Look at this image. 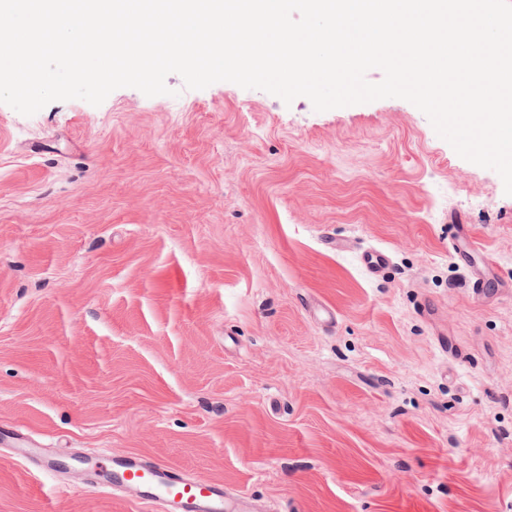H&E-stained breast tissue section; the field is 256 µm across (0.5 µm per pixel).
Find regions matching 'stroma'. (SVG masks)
I'll list each match as a JSON object with an SVG mask.
<instances>
[{
    "label": "stroma",
    "mask_w": 512,
    "mask_h": 512,
    "mask_svg": "<svg viewBox=\"0 0 512 512\" xmlns=\"http://www.w3.org/2000/svg\"><path fill=\"white\" fill-rule=\"evenodd\" d=\"M166 84L0 103V512H144L80 464L129 454L251 512H512L499 174L403 99Z\"/></svg>",
    "instance_id": "1"
}]
</instances>
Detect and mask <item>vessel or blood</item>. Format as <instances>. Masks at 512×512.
<instances>
[{"instance_id":"vessel-or-blood-1","label":"vessel or blood","mask_w":512,"mask_h":512,"mask_svg":"<svg viewBox=\"0 0 512 512\" xmlns=\"http://www.w3.org/2000/svg\"><path fill=\"white\" fill-rule=\"evenodd\" d=\"M114 489L126 491L149 512H240L242 505L223 483L189 477L170 465L137 456L109 460Z\"/></svg>"}]
</instances>
